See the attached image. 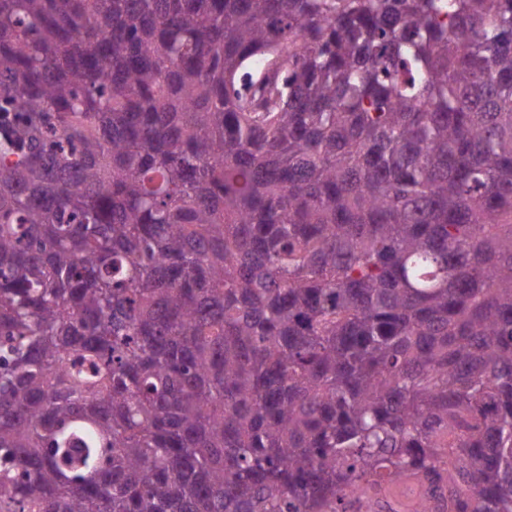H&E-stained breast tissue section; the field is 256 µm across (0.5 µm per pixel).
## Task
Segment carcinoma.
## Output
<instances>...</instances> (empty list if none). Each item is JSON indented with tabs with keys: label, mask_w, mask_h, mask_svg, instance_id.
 <instances>
[{
	"label": "carcinoma",
	"mask_w": 512,
	"mask_h": 512,
	"mask_svg": "<svg viewBox=\"0 0 512 512\" xmlns=\"http://www.w3.org/2000/svg\"><path fill=\"white\" fill-rule=\"evenodd\" d=\"M1 112L0 512H512V0H0Z\"/></svg>",
	"instance_id": "carcinoma-1"
}]
</instances>
